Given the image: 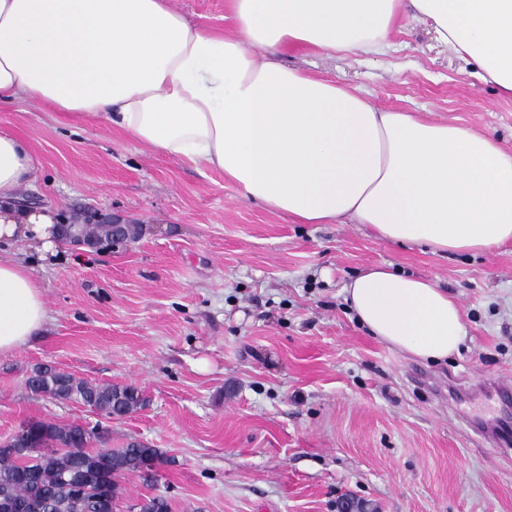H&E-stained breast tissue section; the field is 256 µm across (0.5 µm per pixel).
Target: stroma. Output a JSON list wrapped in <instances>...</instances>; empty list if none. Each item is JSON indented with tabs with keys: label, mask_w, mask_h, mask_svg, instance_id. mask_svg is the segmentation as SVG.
I'll use <instances>...</instances> for the list:
<instances>
[{
	"label": "stroma",
	"mask_w": 512,
	"mask_h": 512,
	"mask_svg": "<svg viewBox=\"0 0 512 512\" xmlns=\"http://www.w3.org/2000/svg\"><path fill=\"white\" fill-rule=\"evenodd\" d=\"M289 67L386 110L473 127L512 154V97L472 74L430 24L403 18L383 53L291 48ZM39 167L19 206L64 224L93 213L140 227L137 240L62 242L23 253L50 319L0 356V440L22 422L101 426L170 458L157 484L126 477L113 512L152 495L171 512H512V456L472 431L481 397L449 387L512 373V243L435 255L364 224H297L241 199L222 174L153 153L101 123L72 127L35 102L0 105ZM379 265L448 290L465 314L458 354L414 361L361 327L343 287ZM133 384L146 404L119 419L32 392L34 368Z\"/></svg>",
	"instance_id": "1"
}]
</instances>
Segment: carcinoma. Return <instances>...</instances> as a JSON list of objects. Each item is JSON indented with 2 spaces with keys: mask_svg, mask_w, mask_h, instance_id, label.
<instances>
[{
  "mask_svg": "<svg viewBox=\"0 0 512 512\" xmlns=\"http://www.w3.org/2000/svg\"><path fill=\"white\" fill-rule=\"evenodd\" d=\"M63 239L92 247L112 243L107 224H62ZM35 393L82 404L108 416H126L146 399L133 384L95 385L41 366L27 378ZM98 443L93 448L91 444ZM107 432L98 426L59 425L30 420L0 442V512H98L101 492L119 498L120 478L134 474L146 482L158 480L170 463L164 452L140 441L108 448ZM137 512H170L167 498L146 497Z\"/></svg>",
  "mask_w": 512,
  "mask_h": 512,
  "instance_id": "cac0c4a2",
  "label": "carcinoma"
}]
</instances>
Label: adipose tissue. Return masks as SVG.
Listing matches in <instances>:
<instances>
[{
    "mask_svg": "<svg viewBox=\"0 0 512 512\" xmlns=\"http://www.w3.org/2000/svg\"><path fill=\"white\" fill-rule=\"evenodd\" d=\"M229 28L193 24L170 0H0V102L30 100L69 121L103 122L154 152L223 173L240 197L298 224H366L433 253L512 241V154L488 134L384 110L289 68L293 47L378 53L402 15L512 96V0H228ZM37 161L0 129V242L57 253L51 212L18 207ZM345 301L392 350L456 353L459 304L410 275L371 267ZM49 320L43 287L0 256V355Z\"/></svg>",
    "mask_w": 512,
    "mask_h": 512,
    "instance_id": "adipose-tissue-1",
    "label": "adipose tissue"
}]
</instances>
